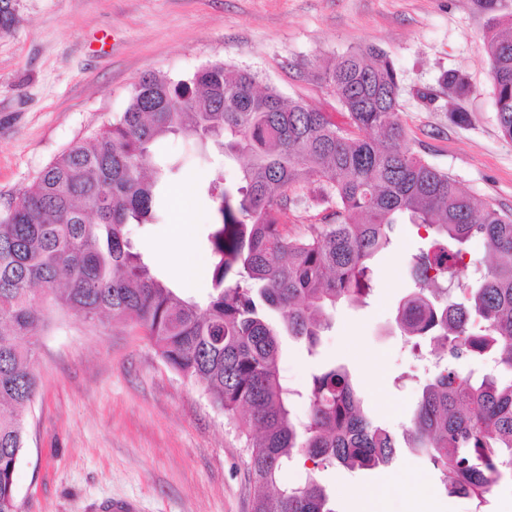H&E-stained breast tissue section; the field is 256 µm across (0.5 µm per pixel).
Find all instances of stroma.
I'll use <instances>...</instances> for the list:
<instances>
[{
	"mask_svg": "<svg viewBox=\"0 0 512 512\" xmlns=\"http://www.w3.org/2000/svg\"><path fill=\"white\" fill-rule=\"evenodd\" d=\"M512 22V0H18L16 22L0 34V210L71 144L125 111L140 77L181 78L215 62L256 74L259 87L347 120L328 93L324 64L352 48L374 47L400 81L399 121L412 149L475 199L512 211V141L500 133L483 38L490 18ZM467 76V97L451 96L443 74ZM463 110L458 125L450 113ZM152 152L179 165L156 190L159 221L131 237L155 270L194 300L208 276L174 277L169 256L172 194L223 167L170 136ZM182 233L188 259L206 254L213 208L189 193ZM424 242L396 225L394 244L375 262L366 305L337 307L316 354L282 336L280 374L301 390L321 367L346 365L364 408L394 434L408 426L431 366L395 327L413 289L410 257ZM48 317L38 343L40 385L16 470L19 512H250L249 451L236 425L201 383L170 369L154 343L121 324L93 326L38 300ZM335 512H512V480L494 483L483 505L448 495L432 466L409 451L375 470L318 469Z\"/></svg>",
	"mask_w": 512,
	"mask_h": 512,
	"instance_id": "obj_1",
	"label": "stroma"
}]
</instances>
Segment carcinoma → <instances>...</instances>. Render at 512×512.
Masks as SVG:
<instances>
[{
  "instance_id": "obj_1",
  "label": "carcinoma",
  "mask_w": 512,
  "mask_h": 512,
  "mask_svg": "<svg viewBox=\"0 0 512 512\" xmlns=\"http://www.w3.org/2000/svg\"><path fill=\"white\" fill-rule=\"evenodd\" d=\"M12 4L0 0V33L13 28ZM485 52L498 125L512 140V36L488 34ZM322 81L349 128L222 62L177 80L146 74L118 119L55 157L0 211V512H19L14 474L39 387L40 296L87 324L141 331L225 415L248 412L239 428L250 448L251 512H335L316 468L388 466L402 447L430 463L450 494L481 504L493 483L512 479V213L477 202L406 145L397 72L380 50L347 51ZM443 82L454 96L469 93L455 71ZM177 134L196 137L202 151L213 141L226 163L246 159L237 183L217 172L203 187L215 210L203 306L169 286L130 238V225L157 221L155 189L179 170L151 146ZM310 198L327 206L326 223L290 225V209ZM400 220L424 230L431 247L414 257V291L396 324L412 348L428 338L446 357L402 444L363 410L346 366L324 368L304 394L278 366L282 332L311 352L337 305L370 292L371 263ZM474 240L490 262L471 284ZM461 360L471 368L459 369ZM302 395L305 420L293 411ZM296 455L313 468L276 489Z\"/></svg>"
}]
</instances>
